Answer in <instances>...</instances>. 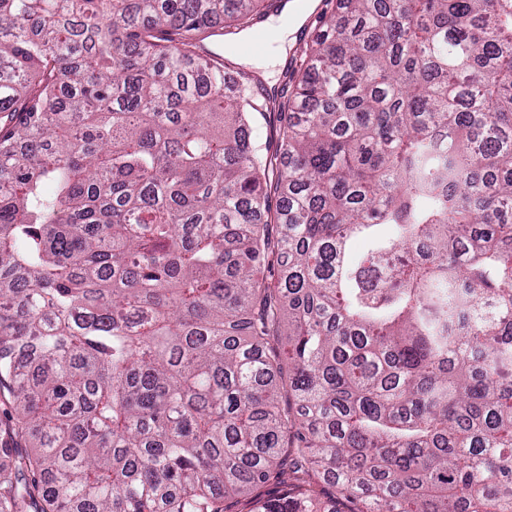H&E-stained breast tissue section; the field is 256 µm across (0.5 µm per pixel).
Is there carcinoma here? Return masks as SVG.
Segmentation results:
<instances>
[{"label": "carcinoma", "mask_w": 512, "mask_h": 512, "mask_svg": "<svg viewBox=\"0 0 512 512\" xmlns=\"http://www.w3.org/2000/svg\"><path fill=\"white\" fill-rule=\"evenodd\" d=\"M327 2L0 0V512H512V0ZM323 0H317L316 6H321V10L317 15L316 13L317 7L314 8L311 13L307 16V11L311 9V5H300L296 6L292 3L288 4V7L278 11H270L267 15L262 19L261 22L256 24L250 31H252L257 26H263L262 28L268 33L265 28V23L268 21L270 17L277 16L276 18H272L270 20V27L274 32V43L275 46L271 47L270 53L266 59L257 63V67L263 70L262 75L266 80L272 77V72L269 70L271 67L277 66L279 63L283 61L288 53V48L294 43L296 40L297 33L301 30L298 39L295 42V45L291 51L288 53V57L286 61L276 67V84H275V92L280 91L283 87V76L286 69L290 67L291 62L295 58H299V50L300 47L305 45L308 40V36L313 31V29L317 26L319 21V16L325 6L322 4ZM280 13V14H279ZM307 17V18H306ZM306 19V20H305ZM305 22V24H304ZM305 37V38H304ZM269 40V33H268ZM273 91V92H274Z\"/></svg>", "instance_id": "carcinoma-1"}]
</instances>
